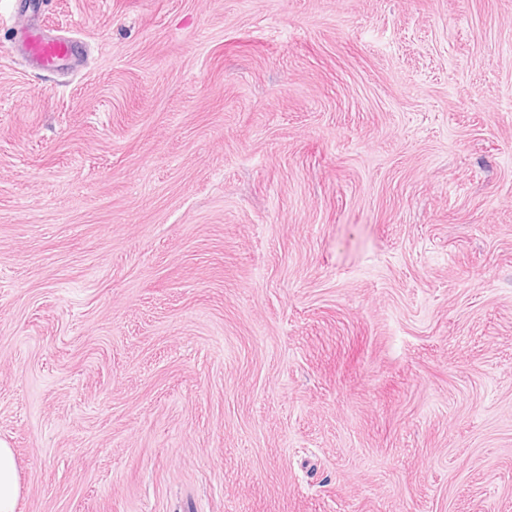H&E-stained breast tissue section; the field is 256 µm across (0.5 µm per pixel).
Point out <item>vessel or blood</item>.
Wrapping results in <instances>:
<instances>
[{
	"instance_id": "obj_1",
	"label": "vessel or blood",
	"mask_w": 512,
	"mask_h": 512,
	"mask_svg": "<svg viewBox=\"0 0 512 512\" xmlns=\"http://www.w3.org/2000/svg\"><path fill=\"white\" fill-rule=\"evenodd\" d=\"M15 23L23 39V50L36 67L48 69L61 60L81 61L79 42L70 37L40 33L35 13L17 14Z\"/></svg>"
}]
</instances>
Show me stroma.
Returning a JSON list of instances; mask_svg holds the SVG:
<instances>
[{
	"instance_id": "35a3bbf8",
	"label": "stroma",
	"mask_w": 512,
	"mask_h": 512,
	"mask_svg": "<svg viewBox=\"0 0 512 512\" xmlns=\"http://www.w3.org/2000/svg\"><path fill=\"white\" fill-rule=\"evenodd\" d=\"M0 0L18 512H512V0ZM17 29L23 39V50L29 61L40 69L53 68L61 60L79 63L80 43L71 38L40 33L36 25V8L28 14L15 16Z\"/></svg>"
}]
</instances>
